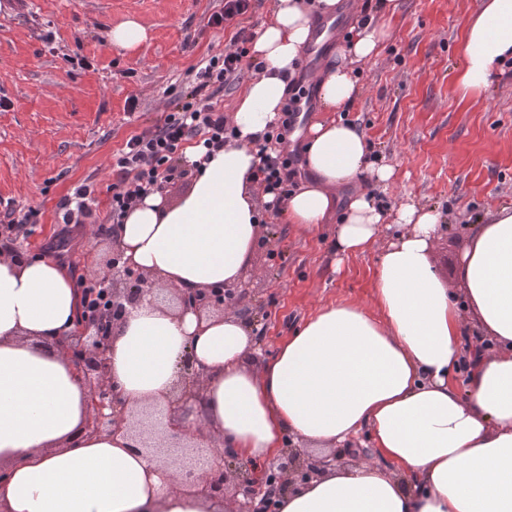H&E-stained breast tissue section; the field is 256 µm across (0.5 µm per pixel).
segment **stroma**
<instances>
[{
	"label": "stroma",
	"instance_id": "obj_1",
	"mask_svg": "<svg viewBox=\"0 0 512 512\" xmlns=\"http://www.w3.org/2000/svg\"><path fill=\"white\" fill-rule=\"evenodd\" d=\"M0 0V201L35 208L39 224L13 247L25 259L52 255L83 274L112 255L109 238L63 228L57 203L95 185L97 223L112 221L109 162L126 140L155 126L192 74L229 45L209 26L221 0ZM482 0H401L383 17L386 38L359 66L362 91L341 118L363 132L371 156L395 168L378 192L385 211L406 199L438 207L449 222L433 264L448 288L473 216L512 206V68L485 94L461 97L454 83L466 21ZM134 17L149 38L139 50L112 47V26ZM135 111H128L129 101ZM335 224L305 230L271 215L239 285V310L254 318L258 368L319 307L374 310L372 276L381 245L337 259Z\"/></svg>",
	"mask_w": 512,
	"mask_h": 512
}]
</instances>
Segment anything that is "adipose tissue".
Returning a JSON list of instances; mask_svg holds the SVG:
<instances>
[{
	"label": "adipose tissue",
	"instance_id": "1",
	"mask_svg": "<svg viewBox=\"0 0 512 512\" xmlns=\"http://www.w3.org/2000/svg\"><path fill=\"white\" fill-rule=\"evenodd\" d=\"M338 0H273L253 45L263 69L230 120L235 140L206 154L189 193L169 203L149 194L114 228L125 259L180 289L236 285L264 233L257 197L275 203L255 176V142L277 122L285 90L310 41L312 14ZM398 0H378L350 43L321 66L322 111H345L360 91L357 63L377 55L380 17ZM456 75L461 95L484 92L512 61V0H483L466 23ZM312 178L282 212L304 228L335 222L343 257L370 249L385 220L395 232L373 273L377 313L327 305L260 368L245 364L257 338L234 315H197L143 301L109 338L110 384L130 409L165 403L183 358L205 374L192 416L219 435L255 474L287 440L322 454L367 431L378 463L321 474L281 494L277 512H512V208L469 228L452 294L432 262L442 213L408 201L386 217L361 191L362 178L392 185L393 166L373 159L351 122L322 120L304 132ZM81 292L61 262L0 254V512H224V503L177 486L148 461L134 433L85 432L88 393L55 347L76 325ZM469 336L490 346L474 354ZM469 362L466 389L453 375Z\"/></svg>",
	"mask_w": 512,
	"mask_h": 512
}]
</instances>
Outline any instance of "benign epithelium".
I'll use <instances>...</instances> for the list:
<instances>
[{
  "label": "benign epithelium",
  "instance_id": "benign-epithelium-1",
  "mask_svg": "<svg viewBox=\"0 0 512 512\" xmlns=\"http://www.w3.org/2000/svg\"><path fill=\"white\" fill-rule=\"evenodd\" d=\"M109 267L122 277L124 287H114L113 278L105 276L104 282L110 288L108 308L96 319L77 323L76 329L60 345L61 353L75 366L88 392L90 417L85 429L93 433L115 434L135 428L139 447L165 467L177 465L186 456L211 458L213 465L208 469H176L177 483L209 497L224 496L226 485L230 483L234 493L227 512H272V495L262 493V486L252 471L238 465L230 449L221 448L219 441L213 438L207 450L202 452V428L194 431L187 428V420L194 407L200 404L204 389L203 372L196 369L192 361L187 359L183 362L176 390L161 409L135 412L128 409L111 389L106 328L116 326L130 309L146 297L154 296L159 290V283L158 277L131 266L119 248H112ZM169 292L182 311L198 314L233 310L241 294L236 286L201 290L171 288ZM333 461V455L315 460L300 449L287 446L271 470L275 494L280 495L309 482L332 466Z\"/></svg>",
  "mask_w": 512,
  "mask_h": 512
}]
</instances>
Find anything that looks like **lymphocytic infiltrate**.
Instances as JSON below:
<instances>
[{"label": "lymphocytic infiltrate", "instance_id": "1", "mask_svg": "<svg viewBox=\"0 0 512 512\" xmlns=\"http://www.w3.org/2000/svg\"><path fill=\"white\" fill-rule=\"evenodd\" d=\"M250 8L251 0H224L223 8L211 15L209 23L215 28L234 27L230 46L223 53L211 56L198 69L189 91L160 124L131 136L113 155L112 171L116 176L110 202L113 223H121L148 193L163 190L168 183L185 176L179 157L184 143L199 139L212 153L223 149L233 137L234 130L213 97L239 81L244 72L261 68L260 63L247 58V45L253 41L254 32L238 23L239 17L246 15ZM289 89L291 94L279 122L264 137L278 151L273 155L262 154L258 168L266 189L277 192L282 200L294 191L301 175L299 156L289 149L288 136L294 129L305 89L297 80L290 83Z\"/></svg>", "mask_w": 512, "mask_h": 512}]
</instances>
